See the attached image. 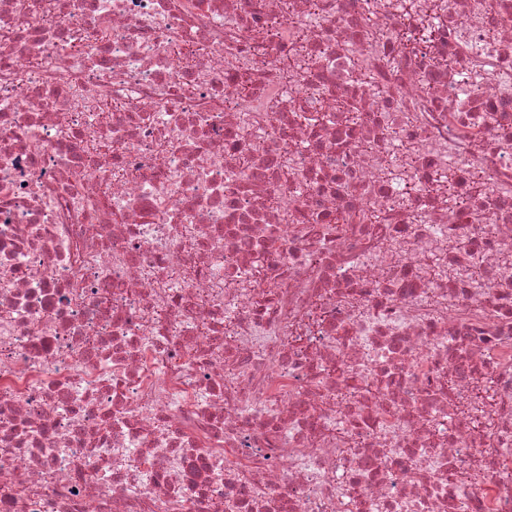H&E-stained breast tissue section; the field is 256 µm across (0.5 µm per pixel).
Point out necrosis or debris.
Wrapping results in <instances>:
<instances>
[{"label": "necrosis or debris", "instance_id": "obj_1", "mask_svg": "<svg viewBox=\"0 0 512 512\" xmlns=\"http://www.w3.org/2000/svg\"><path fill=\"white\" fill-rule=\"evenodd\" d=\"M445 3L0 0V512H512V0ZM443 1L444 0H400L399 7L407 17L419 14L430 16L438 13L443 7ZM463 407L474 419L477 428H484L490 422V397L487 390L478 388L463 404Z\"/></svg>", "mask_w": 512, "mask_h": 512}]
</instances>
